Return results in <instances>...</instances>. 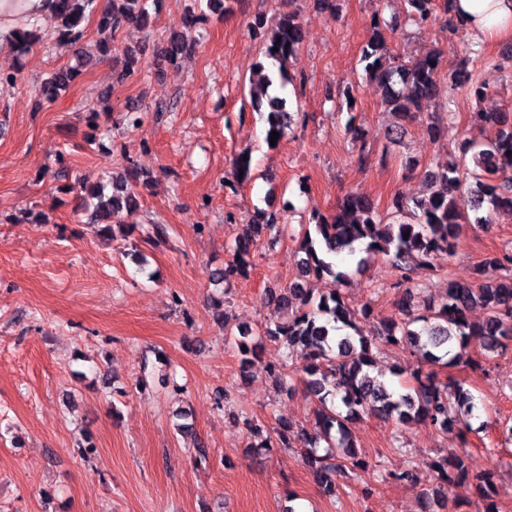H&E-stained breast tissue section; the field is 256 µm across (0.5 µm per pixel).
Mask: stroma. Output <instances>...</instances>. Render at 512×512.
I'll list each match as a JSON object with an SVG mask.
<instances>
[{"label": "stroma", "instance_id": "1", "mask_svg": "<svg viewBox=\"0 0 512 512\" xmlns=\"http://www.w3.org/2000/svg\"><path fill=\"white\" fill-rule=\"evenodd\" d=\"M229 7L224 14L208 0H161L151 27L118 31L110 55L42 106L41 80L75 63V49L55 40L57 19H45L20 80L0 86V512H288L293 498L305 512H485L489 501L469 481L424 504L433 461L461 452L470 474H493L494 500L512 512V440L504 433L512 346L492 355L473 346L471 364L438 370L464 382L480 407L467 439L364 417L351 428L371 469L349 471L328 498L302 461V440L256 451L244 428L248 419L271 436L284 422L305 427L317 405L302 381L288 395L267 372L266 362L283 360L279 345L265 343L263 364L245 373L233 343L242 329L284 318L267 292L297 278L294 242L261 240L248 278H211L269 204L291 202L288 222L297 229L354 191L391 221L392 198L422 196L423 171L445 164L458 141L481 146L495 136L496 127L471 115L512 106V62L491 65L502 44L449 31L442 13L417 28L405 20V0H337L332 19L314 0ZM284 8L299 15L305 40L290 66L299 81L294 123L271 147L247 99L263 47L247 25ZM379 9L401 20L387 36L392 54L436 52L445 69L473 55L487 94L440 100L437 112L452 116L445 136L430 135L427 117L401 122L383 111L381 87L366 79L359 58ZM191 15L198 21L190 27ZM173 33L194 44L176 66L163 60ZM129 49L138 52L137 72L120 84L115 62ZM132 107L144 116L136 129L126 121ZM245 149L250 172L225 189ZM126 172L138 206L120 223L171 228L167 242L146 248L143 270L124 255V241L93 232L70 192ZM511 249L512 214H493L485 230L462 225L452 256L414 268L416 299L441 298L452 280L475 281L486 258ZM396 281L379 258L354 274L344 296L354 309L394 318ZM405 470L417 480L401 479Z\"/></svg>", "mask_w": 512, "mask_h": 512}]
</instances>
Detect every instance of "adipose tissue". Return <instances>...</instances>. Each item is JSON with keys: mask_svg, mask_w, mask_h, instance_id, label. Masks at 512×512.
I'll return each instance as SVG.
<instances>
[{"mask_svg": "<svg viewBox=\"0 0 512 512\" xmlns=\"http://www.w3.org/2000/svg\"><path fill=\"white\" fill-rule=\"evenodd\" d=\"M54 0H0V55L12 53L18 29L52 16ZM454 22L475 41H512V0H453Z\"/></svg>", "mask_w": 512, "mask_h": 512, "instance_id": "ef3b65f1", "label": "adipose tissue"}]
</instances>
